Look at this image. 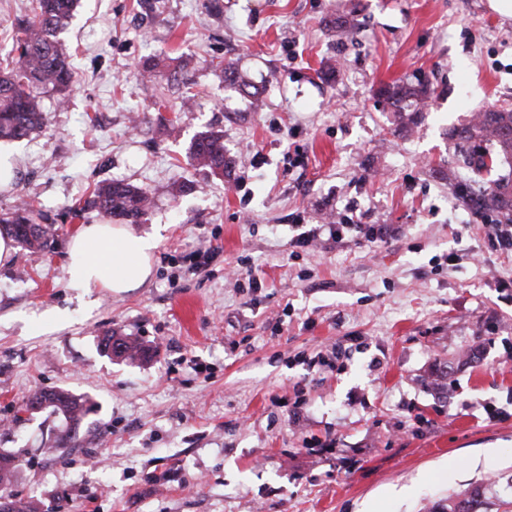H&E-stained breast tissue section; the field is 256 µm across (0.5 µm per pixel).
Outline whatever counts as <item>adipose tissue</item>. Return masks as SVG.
Instances as JSON below:
<instances>
[{"label": "adipose tissue", "instance_id": "obj_1", "mask_svg": "<svg viewBox=\"0 0 512 512\" xmlns=\"http://www.w3.org/2000/svg\"><path fill=\"white\" fill-rule=\"evenodd\" d=\"M154 237L124 224L80 225L71 237L65 269L70 288H102L126 293L142 287L153 274Z\"/></svg>", "mask_w": 512, "mask_h": 512}]
</instances>
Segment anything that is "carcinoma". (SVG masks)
Returning <instances> with one entry per match:
<instances>
[{"label":"carcinoma","mask_w":512,"mask_h":512,"mask_svg":"<svg viewBox=\"0 0 512 512\" xmlns=\"http://www.w3.org/2000/svg\"><path fill=\"white\" fill-rule=\"evenodd\" d=\"M78 0H35L30 16L19 24L20 36L0 67V140L19 141L42 129L44 115L41 95L63 94L71 78V55L57 34L66 25ZM356 8L336 16L334 28L348 34L355 28ZM190 63L184 56H152L139 62L144 74L159 68L168 69L174 80L189 79ZM224 88L244 98L258 99L259 91L231 59L222 68ZM395 112L398 128L409 130L422 121L433 91L424 81L416 84L393 82L377 90ZM449 139L466 148L463 163L472 171L496 170L503 166L509 172L489 183L457 180L452 184L458 199L482 218L492 217L494 224H512V109L492 107L477 113L468 122L450 128ZM193 164L215 177L230 172L232 158L227 156L224 135L207 131L196 136L189 147ZM93 204L101 213L138 224L147 215L148 192L130 183L103 181L94 188ZM0 224L11 226L20 247L30 253H46L53 249L56 228L50 215L40 208L34 192H28L8 212L0 214ZM104 349L110 355L135 361L141 351L130 337H105ZM48 405L78 426L87 414L85 402L65 390L37 392L27 404ZM16 458L0 453V484L8 485L16 471ZM485 504L481 487H468L448 497V503L437 504L428 512H480Z\"/></svg>","instance_id":"1"}]
</instances>
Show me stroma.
Returning a JSON list of instances; mask_svg holds the SVG:
<instances>
[{
  "label": "stroma",
  "instance_id": "35a3bbf8",
  "mask_svg": "<svg viewBox=\"0 0 512 512\" xmlns=\"http://www.w3.org/2000/svg\"><path fill=\"white\" fill-rule=\"evenodd\" d=\"M136 2L80 0L59 34L68 107L43 97V128L15 145L21 178L0 189V212L32 189L57 228L51 252L0 267V452L19 459L0 495L47 512H426L483 485L488 512H512V245L458 201L446 136L512 109V21L487 0H357L341 36L337 0H223L219 15ZM160 53L192 56V111H176L187 89L167 75L141 76ZM228 59L260 110L225 91ZM331 59L335 82L313 83ZM399 79L434 95L397 135L374 93ZM207 131L224 134L230 178L188 156ZM104 180L149 191L136 230L158 236L153 275L83 295L65 253L100 220ZM340 220L398 232L292 256L294 235ZM57 310L67 320L49 324ZM108 334L145 359L107 354ZM442 365L444 390L429 378ZM58 389L92 406L64 448L68 421L24 409Z\"/></svg>",
  "mask_w": 512,
  "mask_h": 512
}]
</instances>
